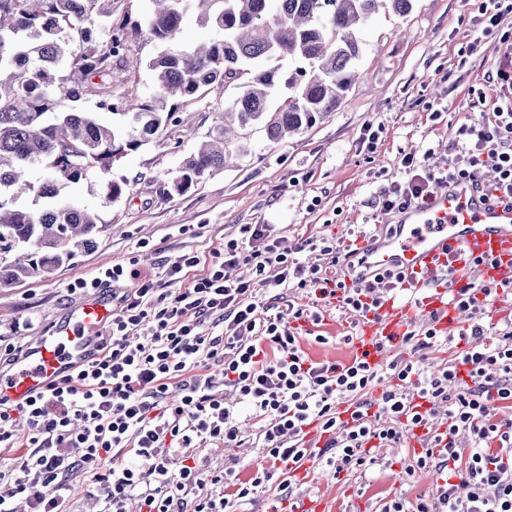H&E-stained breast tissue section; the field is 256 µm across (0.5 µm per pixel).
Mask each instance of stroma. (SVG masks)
I'll return each mask as SVG.
<instances>
[{
	"label": "stroma",
	"instance_id": "obj_1",
	"mask_svg": "<svg viewBox=\"0 0 512 512\" xmlns=\"http://www.w3.org/2000/svg\"><path fill=\"white\" fill-rule=\"evenodd\" d=\"M489 0H413L404 17L379 10L358 31L362 53L359 78L335 112L312 128L280 143H271L263 123L241 130L230 145L233 166L205 176L189 192L163 196L159 185L171 183L181 161L220 123L234 92L214 85L202 99L182 104V125L160 132L137 151L116 161L109 177L129 182L125 197L106 198V181L71 185L66 198L98 215L102 228L94 248L78 253L46 277L0 287V368L6 350L26 347L60 322L82 299L68 285L98 268L136 261L161 272L185 253L208 257L242 224H272L292 256L308 264H325L308 240H344L350 228L376 231L387 223L377 200L391 182L403 179L404 154L428 149L430 165L439 166L458 152L456 131L476 124L507 88L497 80L512 67V49L497 36H482L481 9ZM378 136L364 140L365 129ZM258 314L272 311L294 322L301 347L318 362H337L348 353L357 323L353 311L337 298L311 288H268L256 298ZM306 310L295 318V310ZM326 343H316V335ZM241 447L195 449L207 471L232 468L250 479L261 462L260 450L243 422ZM369 470L332 474L313 469L301 482L284 489L277 482L260 490L246 512H267L274 502L304 495L328 499L330 512H381L401 498L434 501L438 467L416 469L406 445L376 449Z\"/></svg>",
	"mask_w": 512,
	"mask_h": 512
}]
</instances>
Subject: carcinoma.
Listing matches in <instances>:
<instances>
[{"mask_svg":"<svg viewBox=\"0 0 512 512\" xmlns=\"http://www.w3.org/2000/svg\"><path fill=\"white\" fill-rule=\"evenodd\" d=\"M390 4L412 0H152L142 21L112 20L118 0H0V286L46 276L94 247L98 217L60 202L58 187L92 183L153 136L181 123L180 98L197 101L220 84L236 91L214 127L160 194H184L227 162L232 126L265 122L269 141L311 128L336 111L359 78L358 30ZM213 30L183 42L184 20ZM157 47L156 93L138 96L142 62L131 37ZM92 112H60L63 100ZM44 170L33 182L29 173ZM50 203L17 206L20 194Z\"/></svg>","mask_w":512,"mask_h":512,"instance_id":"obj_1","label":"carcinoma"}]
</instances>
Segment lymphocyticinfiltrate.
<instances>
[{"mask_svg": "<svg viewBox=\"0 0 512 512\" xmlns=\"http://www.w3.org/2000/svg\"><path fill=\"white\" fill-rule=\"evenodd\" d=\"M461 152L444 167L427 166L426 154H404L405 177L379 201L391 211L423 201L433 184L473 181L485 159L496 172V203L512 206V96L497 98L474 126H461ZM248 268L241 276L240 268ZM127 282L117 299L112 324L97 353L60 385L27 403H0V447H16L14 427L25 422L26 451L14 461L0 456V512H71L73 476L87 478L104 504L103 512H126L132 496L140 512H235L279 471L291 472L304 460L341 473L368 462L366 445L397 444L428 425L432 407L446 405L448 423L418 454V468L434 456L452 466L439 485L436 504L400 499L382 512H512V466L491 447H512V322L495 343L482 339L483 309L497 288L459 286L451 305L470 317L458 331L466 347L458 365L425 375L415 362L392 360L386 369L357 360L343 366L309 359L299 338L280 316L258 318L253 300L260 287L314 288L322 296L340 293L354 311L375 309L374 293L331 281L321 267L290 259L270 224H243L237 237L209 261L195 253L178 257L165 275L136 264H114L76 279L70 291L86 292L107 283ZM224 367L216 386L204 369ZM392 378L376 403L357 404L353 423L339 429L336 401L364 396L382 377ZM180 397L168 401L170 387ZM429 403L427 411L408 404L410 394ZM389 423H372L371 406ZM258 426L262 466L249 481L233 469L202 472L183 451L240 443L239 415ZM318 424L333 439L317 455L304 443L306 428ZM474 438L470 453L456 445L460 432ZM231 497H224V489Z\"/></svg>", "mask_w": 512, "mask_h": 512, "instance_id": "obj_1", "label": "lymphocytic infiltrate"}]
</instances>
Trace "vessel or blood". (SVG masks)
I'll use <instances>...</instances> for the list:
<instances>
[{
    "instance_id": "1",
    "label": "vessel or blood",
    "mask_w": 512,
    "mask_h": 512,
    "mask_svg": "<svg viewBox=\"0 0 512 512\" xmlns=\"http://www.w3.org/2000/svg\"><path fill=\"white\" fill-rule=\"evenodd\" d=\"M359 245L357 261L348 267L349 284L368 288L395 277L420 291L414 304L385 297L359 316L350 350L372 365L402 350L417 321L454 335L461 313L449 305L448 294L459 284L512 283V208L493 203L485 190L465 181L439 183L427 202L405 209L389 235L376 233ZM111 315L106 296L84 298L67 321L31 341L13 370L0 375V400L27 402L93 359L96 333Z\"/></svg>"
}]
</instances>
